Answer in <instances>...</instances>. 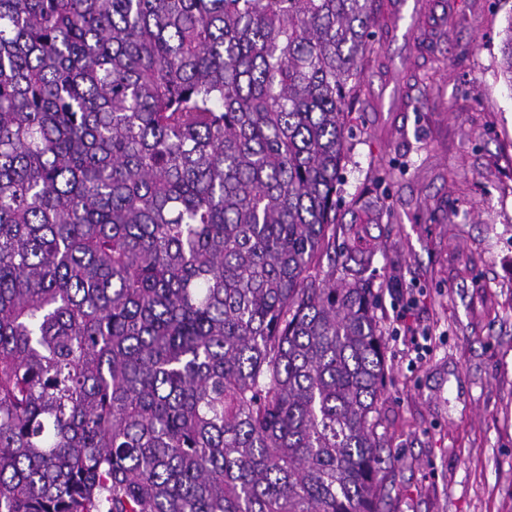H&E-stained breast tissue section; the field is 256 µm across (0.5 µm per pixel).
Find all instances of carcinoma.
<instances>
[{"label": "carcinoma", "instance_id": "cac0c4a2", "mask_svg": "<svg viewBox=\"0 0 512 512\" xmlns=\"http://www.w3.org/2000/svg\"><path fill=\"white\" fill-rule=\"evenodd\" d=\"M376 26L0 0V512H380L381 332L336 253ZM501 53L512 86V20Z\"/></svg>", "mask_w": 512, "mask_h": 512}]
</instances>
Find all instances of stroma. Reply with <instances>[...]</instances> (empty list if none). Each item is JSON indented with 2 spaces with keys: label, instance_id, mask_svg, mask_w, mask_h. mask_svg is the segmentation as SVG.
Listing matches in <instances>:
<instances>
[{
  "label": "stroma",
  "instance_id": "1",
  "mask_svg": "<svg viewBox=\"0 0 512 512\" xmlns=\"http://www.w3.org/2000/svg\"><path fill=\"white\" fill-rule=\"evenodd\" d=\"M414 6L429 46L373 32L337 185L378 247L381 512H512V0Z\"/></svg>",
  "mask_w": 512,
  "mask_h": 512
}]
</instances>
